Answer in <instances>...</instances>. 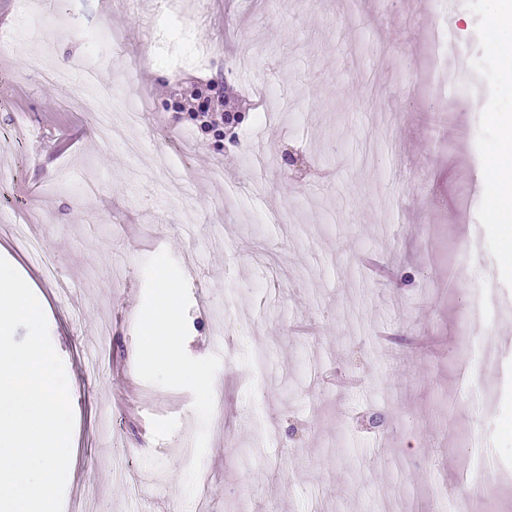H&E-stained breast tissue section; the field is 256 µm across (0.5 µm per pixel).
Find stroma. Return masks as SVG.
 <instances>
[{"label":"stroma","mask_w":512,"mask_h":512,"mask_svg":"<svg viewBox=\"0 0 512 512\" xmlns=\"http://www.w3.org/2000/svg\"><path fill=\"white\" fill-rule=\"evenodd\" d=\"M257 2L209 0L204 23L181 10L179 33L212 53L195 68L147 46L143 9L69 0L43 45L0 0V202L23 201L76 291L0 227L68 377L63 512H459L488 489L512 512V216L489 190L512 90L490 2ZM102 28L122 41L99 63ZM451 43L466 51L450 80ZM42 49L58 69L99 64L106 89L131 70L138 155L31 69ZM267 85L288 120L257 123ZM198 88L250 97L232 135L174 110ZM253 148L302 166L252 171ZM160 270L179 284L183 378L140 355ZM476 287L495 317L472 312Z\"/></svg>","instance_id":"stroma-1"}]
</instances>
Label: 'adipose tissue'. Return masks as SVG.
Segmentation results:
<instances>
[{
	"label": "adipose tissue",
	"mask_w": 512,
	"mask_h": 512,
	"mask_svg": "<svg viewBox=\"0 0 512 512\" xmlns=\"http://www.w3.org/2000/svg\"><path fill=\"white\" fill-rule=\"evenodd\" d=\"M495 187L503 211L512 210V122L502 124L500 149L493 159ZM160 291L152 313L139 325L141 353L153 364L173 376L184 375L177 345L180 309L175 281L159 276Z\"/></svg>",
	"instance_id": "adipose-tissue-1"
}]
</instances>
